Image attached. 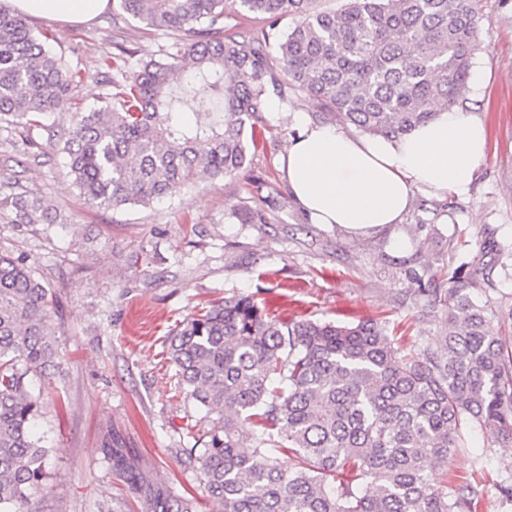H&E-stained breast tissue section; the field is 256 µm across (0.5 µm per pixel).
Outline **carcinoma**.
Segmentation results:
<instances>
[{
  "label": "carcinoma",
  "mask_w": 512,
  "mask_h": 512,
  "mask_svg": "<svg viewBox=\"0 0 512 512\" xmlns=\"http://www.w3.org/2000/svg\"><path fill=\"white\" fill-rule=\"evenodd\" d=\"M132 18L172 32L159 61L126 70L102 105L75 112L62 138L69 174L92 206H147L174 188L237 175L259 146L254 119L275 82L267 43L224 35V14L244 10L272 24L294 17L276 51L287 89L321 101L339 122L397 138L454 111L468 87L479 0H116ZM26 18L0 8V127L40 124L76 82ZM190 72L174 85V75ZM189 106L192 124L175 111ZM13 224H62L41 195H0ZM415 302L444 316L440 334L405 354L386 325L287 320L268 301L241 296L186 317L168 360L180 392L206 410L208 430L189 455L221 512H474L479 491L448 486V457L480 429L512 442L510 334L490 331V301L460 266L446 288L411 277ZM49 289L20 256L0 252V512H32L49 449L33 435L41 392L30 375L60 365ZM293 454L282 467L274 449ZM147 502L148 512H197L136 471L124 449L102 448Z\"/></svg>",
  "instance_id": "carcinoma-1"
}]
</instances>
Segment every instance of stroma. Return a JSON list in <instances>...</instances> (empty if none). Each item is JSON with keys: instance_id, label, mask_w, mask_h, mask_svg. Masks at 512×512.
I'll return each instance as SVG.
<instances>
[{"instance_id": "35a3bbf8", "label": "stroma", "mask_w": 512, "mask_h": 512, "mask_svg": "<svg viewBox=\"0 0 512 512\" xmlns=\"http://www.w3.org/2000/svg\"><path fill=\"white\" fill-rule=\"evenodd\" d=\"M479 7L485 21L460 102L488 132L475 184L463 195L416 192L401 223L357 238L317 223L288 193L280 158L289 137L308 122H336L304 94L283 100L269 92L272 109L256 120L264 138L235 177H201L147 207L86 204L53 133L69 127L73 112L100 106L119 50L136 67L160 59L177 36L134 20L114 26L108 9L82 23L29 17L34 30L53 33L55 52L82 76L46 126L0 129L6 192L41 193L67 218L0 221V250L24 257L58 305L61 364L42 385L35 427L49 450L47 489L34 498V512H144L141 494L102 455L112 436L154 485L197 496L201 512H219L186 454L207 421L179 392L166 359L169 332L209 303L254 296L296 320H377L412 351L439 334L443 319L406 303L410 274L426 281L462 265L475 279L492 280L493 302L512 304V0H480ZM234 205L261 214L263 223L232 216ZM488 234L508 249L504 261L481 255ZM509 463L512 444L478 430L449 456L448 480L464 477L478 487L476 512H512L497 490Z\"/></svg>"}]
</instances>
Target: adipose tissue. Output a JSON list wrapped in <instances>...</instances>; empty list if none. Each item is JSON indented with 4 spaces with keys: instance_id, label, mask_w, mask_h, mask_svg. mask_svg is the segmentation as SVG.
I'll return each mask as SVG.
<instances>
[{
    "instance_id": "adipose-tissue-1",
    "label": "adipose tissue",
    "mask_w": 512,
    "mask_h": 512,
    "mask_svg": "<svg viewBox=\"0 0 512 512\" xmlns=\"http://www.w3.org/2000/svg\"><path fill=\"white\" fill-rule=\"evenodd\" d=\"M108 2L9 0L19 13L66 22L90 21ZM486 146L484 125L461 110L436 111L398 139L307 123L290 138L283 166L304 212L356 237L401 223L416 192H467Z\"/></svg>"
}]
</instances>
